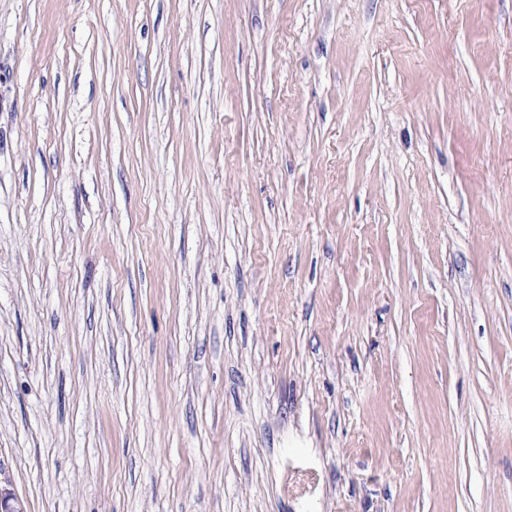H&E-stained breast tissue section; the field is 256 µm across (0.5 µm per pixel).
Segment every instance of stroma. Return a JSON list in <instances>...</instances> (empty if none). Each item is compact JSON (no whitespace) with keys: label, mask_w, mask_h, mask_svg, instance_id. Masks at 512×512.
<instances>
[{"label":"stroma","mask_w":512,"mask_h":512,"mask_svg":"<svg viewBox=\"0 0 512 512\" xmlns=\"http://www.w3.org/2000/svg\"><path fill=\"white\" fill-rule=\"evenodd\" d=\"M0 483L512 512V0H0Z\"/></svg>","instance_id":"35a3bbf8"}]
</instances>
